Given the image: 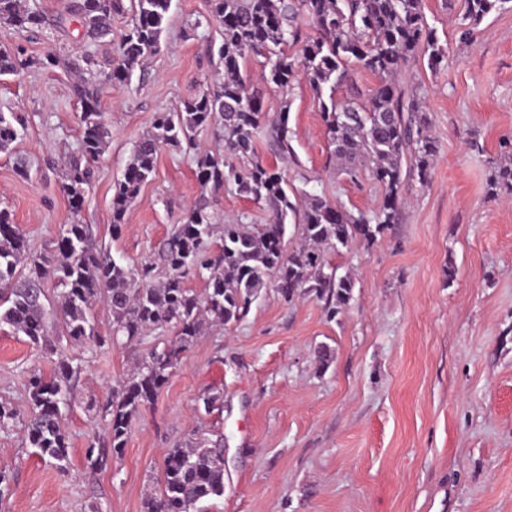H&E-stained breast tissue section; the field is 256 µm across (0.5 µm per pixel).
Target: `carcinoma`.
Here are the masks:
<instances>
[{"label":"carcinoma","mask_w":512,"mask_h":512,"mask_svg":"<svg viewBox=\"0 0 512 512\" xmlns=\"http://www.w3.org/2000/svg\"><path fill=\"white\" fill-rule=\"evenodd\" d=\"M68 0L65 12L81 27V36L99 46L94 51L60 57L50 51L41 58L25 57L0 47V75H17L29 67H63L73 80L80 104L81 157L64 169L61 188L75 218L63 225L49 250L31 251L12 215L0 210V323L28 338L39 351L56 352L61 342L73 346L96 337L99 346L121 337L128 340L150 331H170L173 338L155 346L120 382L112 400L99 407L108 420L110 447L93 444L87 461L98 470L122 454L131 421L152 403L168 382L194 338L206 326L228 325L244 318L268 283H275L285 301L312 295L323 301L334 318L352 299L354 279L338 274L328 254L370 245L398 223L405 183L428 182L437 144L417 89L403 81L411 59L422 56L432 70L446 60L445 49L429 28L423 0H206L211 17L221 24L217 49L221 79L206 92L182 101L172 111L156 113L151 128L135 144L121 179L113 185L112 229L125 221L128 208L155 174L163 147L193 152L196 177L213 194L231 182L235 190L264 204L268 224L214 222L203 196L188 209L163 245L157 260L138 268L123 266L101 252L88 226L76 215L94 178L91 162L105 150L111 135L99 95L102 81L124 82L156 54L169 19L172 0ZM507 0H464L460 34ZM131 13L127 31L110 38L115 14ZM311 21L316 34L302 37L298 18ZM0 24L18 30L46 24L44 14L22 0H0ZM249 56L265 59L264 80L286 92L299 77L309 85L324 115L329 160L354 181L367 171L382 189L379 207L368 216L352 213L323 196L288 185L273 169L253 159V137L264 125L280 152L289 149V100L280 111L263 110V93L243 77ZM358 64L378 78L365 101L360 91L337 102L336 88ZM212 129L221 146L201 149L198 129ZM20 112H0V151L20 137ZM245 160L236 167L226 155ZM487 192L512 194V152L493 162ZM294 218L299 246L288 247L287 220ZM222 233L220 250L212 238ZM27 274L17 278L18 268ZM192 274L206 283L204 295L185 287ZM58 287V313L47 315L44 283ZM107 304L111 334L98 335L91 320L96 304ZM74 368L61 360L50 378L29 374L30 415L0 402V430L22 423L26 444L64 467L68 437L62 426L69 408ZM224 494V449L206 438H195L170 449L157 488L143 502V512H205L201 503Z\"/></svg>","instance_id":"carcinoma-1"}]
</instances>
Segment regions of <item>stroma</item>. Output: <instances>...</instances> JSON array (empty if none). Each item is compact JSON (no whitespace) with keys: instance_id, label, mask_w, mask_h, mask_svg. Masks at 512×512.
<instances>
[{"instance_id":"stroma-1","label":"stroma","mask_w":512,"mask_h":512,"mask_svg":"<svg viewBox=\"0 0 512 512\" xmlns=\"http://www.w3.org/2000/svg\"><path fill=\"white\" fill-rule=\"evenodd\" d=\"M43 29L0 25V46L38 57L84 48L81 28L51 21L64 0H36ZM447 59L431 71L416 58L418 87L437 156L427 184L402 193L401 220L372 245L330 255L350 271L353 298L336 318L307 296L285 301L275 285L240 322L197 336L154 402L133 420L108 470L87 463L89 444L107 445L97 406L153 343V336L37 351L0 328V401L27 413L31 368L53 374L62 358L78 371L64 421L69 463L59 471L27 447L21 428L0 431V474L9 480L0 512H143L169 448L200 433L224 444V494L208 512H512V197H492V159L512 141V0L460 42L463 0H424ZM205 0H172L158 53L130 81L100 91L111 139L95 161L80 213L95 241L127 266L154 259L160 243L203 194L191 154L163 149L156 173L111 232L112 184L155 113L176 108L218 79L209 47L219 42ZM64 68L0 76V111L25 127L0 152V209H8L32 250L54 240L71 213L61 174L79 154L80 107ZM290 101V153L277 154L266 129L258 160L290 185L309 187L346 209H376L370 176L350 181L328 168L323 115L306 83ZM26 166L29 178L18 175ZM221 224H265L263 204L234 187L214 201ZM456 278L447 281V265ZM332 361L320 368L318 352ZM220 394L205 413L202 393Z\"/></svg>"}]
</instances>
